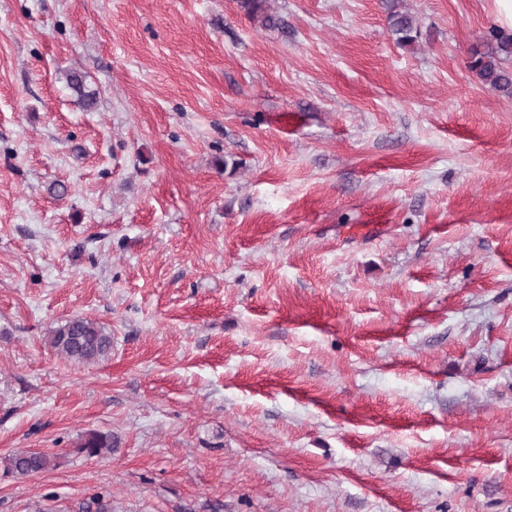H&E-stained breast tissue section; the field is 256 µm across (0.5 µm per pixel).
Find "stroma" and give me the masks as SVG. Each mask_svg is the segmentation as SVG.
<instances>
[{
	"instance_id": "stroma-1",
	"label": "stroma",
	"mask_w": 512,
	"mask_h": 512,
	"mask_svg": "<svg viewBox=\"0 0 512 512\" xmlns=\"http://www.w3.org/2000/svg\"><path fill=\"white\" fill-rule=\"evenodd\" d=\"M387 3L0 0V512H512L495 4ZM394 9L395 5L388 15L390 31L395 35L398 45H409L415 40V37L412 35L415 29L413 18L407 13H402ZM491 49L474 50L470 68L490 88L512 93V73L502 67V61L512 57V35L492 30ZM67 87L76 94L79 104L86 110L92 109L96 104L95 93L86 91L84 77L77 72L71 71L65 76ZM50 346L75 363H96L112 351V337L92 319L74 317L50 330ZM112 435L103 433H89L83 436L77 448L81 452H86L89 456H99L106 453H112L114 448ZM58 456L45 452L23 450L14 452L3 460L4 474L24 478L57 467Z\"/></svg>"
}]
</instances>
